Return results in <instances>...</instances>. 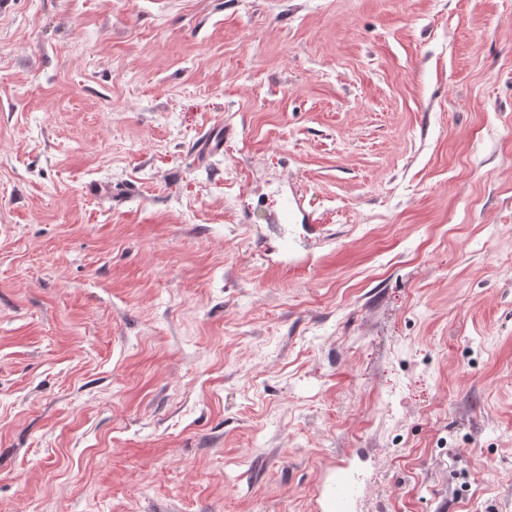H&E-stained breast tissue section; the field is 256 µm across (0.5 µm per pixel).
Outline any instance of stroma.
Returning <instances> with one entry per match:
<instances>
[{"instance_id":"1","label":"stroma","mask_w":512,"mask_h":512,"mask_svg":"<svg viewBox=\"0 0 512 512\" xmlns=\"http://www.w3.org/2000/svg\"><path fill=\"white\" fill-rule=\"evenodd\" d=\"M7 2L0 512H512V0ZM197 148L201 157H208L223 153L224 129L220 127L206 130L201 134ZM358 493V485L348 466H338L326 496L324 512H352V502Z\"/></svg>"}]
</instances>
